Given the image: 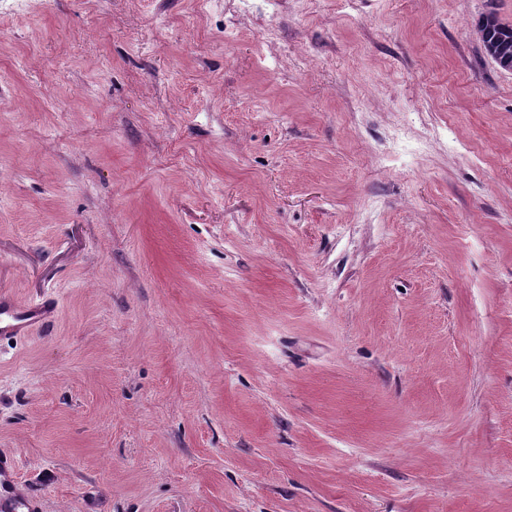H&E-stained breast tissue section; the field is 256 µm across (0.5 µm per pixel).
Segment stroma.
Returning <instances> with one entry per match:
<instances>
[{
	"label": "stroma",
	"mask_w": 512,
	"mask_h": 512,
	"mask_svg": "<svg viewBox=\"0 0 512 512\" xmlns=\"http://www.w3.org/2000/svg\"><path fill=\"white\" fill-rule=\"evenodd\" d=\"M512 0H0V456L33 512H512ZM478 31L481 33V41L488 55L501 69L512 70L505 67L500 59L489 51V48L497 50L504 58L510 55L512 58V25L503 23L494 12L484 14L478 23ZM55 310L52 300L20 303L8 292H0V335L21 336L51 320Z\"/></svg>",
	"instance_id": "obj_1"
}]
</instances>
